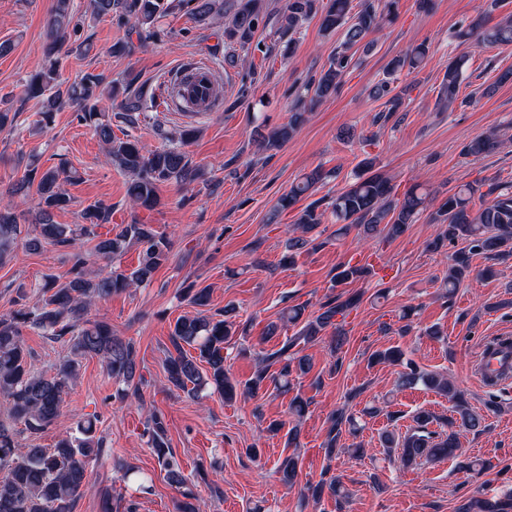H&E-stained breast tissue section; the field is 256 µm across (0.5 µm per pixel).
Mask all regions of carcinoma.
Returning <instances> with one entry per match:
<instances>
[{"label": "carcinoma", "instance_id": "carcinoma-1", "mask_svg": "<svg viewBox=\"0 0 512 512\" xmlns=\"http://www.w3.org/2000/svg\"><path fill=\"white\" fill-rule=\"evenodd\" d=\"M180 6L193 21L201 23L228 11L224 43L236 44L246 51L263 24L260 0H232L227 5L222 0H180ZM398 9L399 0H361L356 7L352 0H288L280 18L283 32L294 33L313 17L320 19L324 31L343 32L342 49L331 57L328 68L307 84L312 102L318 103L339 92L344 76L352 66L354 54L351 50L360 44L370 47L372 42L367 40L368 35L396 17ZM166 11L164 0H88L91 17H107L118 27L135 32L142 41L158 36L156 23ZM81 29L82 24L74 17L70 0H56L46 45L48 57H53L68 39L84 46ZM455 37L464 42L475 38L491 46H509L512 45V19L487 27L479 16L458 27ZM427 54V47L420 44L391 60L386 70L387 78L379 82L373 92L375 98L384 100L385 113L380 115L381 119H388L401 104L393 87L397 73L418 69ZM465 64L466 56L463 55L449 62L444 73L442 99L450 107L458 100ZM131 86L130 82L123 84L117 80L107 83L101 75L93 73H85L69 83L61 79L56 62L52 61L26 81L25 95L41 103L40 114L44 121L67 105L74 107L72 121L90 128L106 145L109 161L128 174V198L139 207L152 209L160 203L161 185H189L202 178V173L178 146L165 144L148 150L134 137L128 135L121 139L114 134L112 122L106 118L103 100L116 104L119 114L129 122L133 121L134 115L147 109L146 97L140 91H131ZM306 119V112L298 106L291 113L288 124L268 128L262 139L266 146L276 147L292 137ZM502 144L503 134L500 128L494 127L475 136L463 147L462 154L480 157ZM372 168L371 159L362 160L361 173L338 192L327 207L336 223L344 225L346 230L356 227L367 237L378 232L388 237L399 236L423 208L427 193L421 192V185L415 184L402 198L396 199L390 180L381 173L372 172ZM325 178L326 174L319 169L304 174L288 193L279 197L276 211L294 208L302 199L313 195L317 184ZM68 180L69 175L61 169H48L40 174L32 169L14 185L16 194L36 185L41 223L35 226L32 234L24 233V225L11 209L0 210V261L12 255L23 235L28 250L37 251L46 246L64 248L70 263L66 281L46 280L41 299L32 304L26 302L9 314L0 315V398L9 403L8 417H0V512H74L89 465L105 452L104 439L96 436L98 418L84 419L77 424L76 433L59 439L51 448L35 443L36 435L56 425L64 416V395L87 358H99L108 375L124 384L116 391V397H141L139 386L133 385L138 369L134 343L113 335L109 324L87 318L88 309L96 298L151 281L154 272L168 261L171 252L170 239L149 224H125L112 236L98 233L97 228L107 223L111 214L110 208L102 203L85 208L84 223L74 229L68 224L55 223L54 211L64 209L69 202L64 189ZM322 202V198L313 200L302 208L295 224L301 236L289 240L288 250H299L310 243L307 235L322 224L324 212L319 210ZM432 221L440 226V231L427 244L429 250L438 252L451 244H462L453 254L445 280V288L451 297L471 275L473 257L512 255V185L505 189L495 180L482 179L463 184L432 213ZM78 237L92 243V247L84 250L76 246ZM131 244L142 246L135 268L114 267L96 279L87 277L90 257L114 260ZM368 273L365 266L344 265L336 275V285L360 279ZM186 295L193 305L205 306L209 301V287L192 282L186 286ZM361 299L360 294L340 293L320 304L318 311L307 318L303 317V307L283 308L279 322L267 325L265 338H272L287 325L296 328V332L279 348L259 356L253 376L243 385V396L257 397L268 381L283 393L290 391L291 377L305 375L311 369L310 359L298 355L293 348L302 343L318 342L331 328L332 350H338L346 333L337 323V317H345ZM235 317V309L228 307L210 315L199 313L176 319L169 336L172 351L168 352L166 361L167 379L172 387L193 396L205 388L228 399L237 395V384L224 366V342L233 335ZM26 327L65 348V355L56 365L54 374L39 370L33 362L31 352L23 343L22 333ZM371 359L375 363L403 365L398 387L421 384L453 403L454 416L448 418V430L440 433L429 430L434 417L421 410L413 417L415 427L398 438L385 437L386 445L400 448L402 459L407 463L423 458H451L461 472L478 473L486 469V463L467 456L459 448L455 434L457 427L476 433L484 431L485 415L469 407L448 377L422 370L414 361L404 359V352L398 347L375 351ZM347 423L354 424L353 417L342 411L332 415L326 441L328 454L335 453L342 426ZM147 430L151 448L166 472L168 482L180 489L177 512H198L195 493L184 488L185 479L165 441L162 415L152 414ZM325 488L337 497L344 495V486L335 477L320 481L313 488V495L321 496ZM507 509L509 504L505 501L472 496L459 505L457 512H507Z\"/></svg>", "mask_w": 512, "mask_h": 512}]
</instances>
